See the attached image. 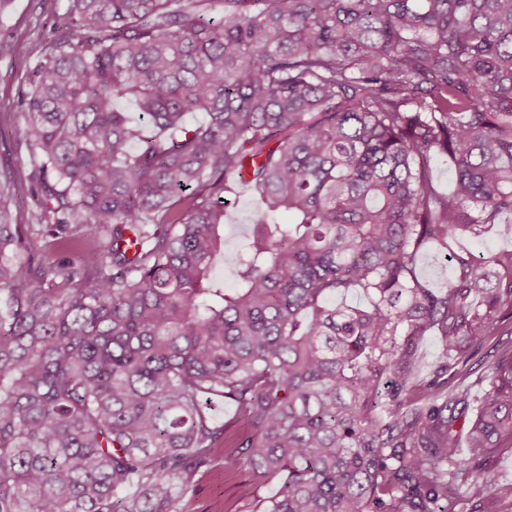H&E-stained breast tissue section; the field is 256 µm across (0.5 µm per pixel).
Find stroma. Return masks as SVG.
Returning a JSON list of instances; mask_svg holds the SVG:
<instances>
[{
	"label": "stroma",
	"instance_id": "obj_1",
	"mask_svg": "<svg viewBox=\"0 0 512 512\" xmlns=\"http://www.w3.org/2000/svg\"><path fill=\"white\" fill-rule=\"evenodd\" d=\"M68 5L69 0H0V44L21 43L29 51L21 60L0 55V173H12L17 179L15 221L19 224L31 223L35 208L28 179L35 150L15 135L24 120L21 100L40 60L41 47L61 24ZM257 208L256 195L242 184L224 205V253L215 273L225 283L234 280V255ZM507 350H512L511 321L499 325L487 337L468 363L466 375L448 372L449 388L467 391L470 401L478 402L489 366ZM237 494V480L225 477L224 467L219 464L202 481L196 495L180 501L179 506L184 512H224Z\"/></svg>",
	"mask_w": 512,
	"mask_h": 512
}]
</instances>
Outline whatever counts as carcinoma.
I'll return each instance as SVG.
<instances>
[{
  "mask_svg": "<svg viewBox=\"0 0 512 512\" xmlns=\"http://www.w3.org/2000/svg\"><path fill=\"white\" fill-rule=\"evenodd\" d=\"M64 25L16 129L36 223L0 179V512H177L221 453L250 470L225 512H448L469 477L512 498L472 467L512 437V353L460 427L440 381L512 320V250L460 244L512 217V0H70ZM355 288L368 305L328 304ZM224 204V254L219 257L215 274L227 285L234 280V255L249 230L258 208L257 196L248 185L238 183L237 193ZM446 266L445 255L436 246L430 245L421 253L419 272L431 287L441 289L446 286ZM442 347L440 336L433 333L425 336L419 344L416 375L418 380H429L433 377L436 361Z\"/></svg>",
  "mask_w": 512,
  "mask_h": 512,
  "instance_id": "carcinoma-1",
  "label": "carcinoma"
}]
</instances>
